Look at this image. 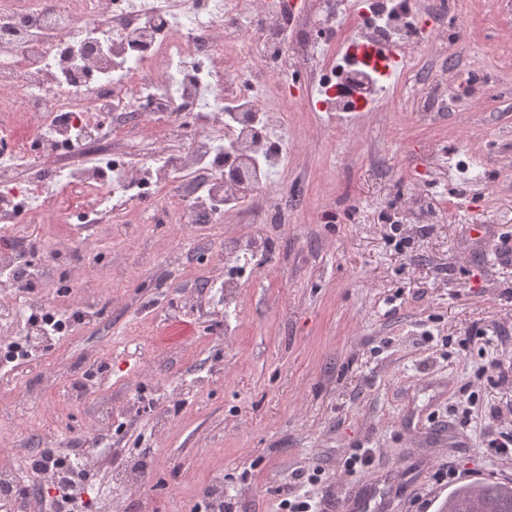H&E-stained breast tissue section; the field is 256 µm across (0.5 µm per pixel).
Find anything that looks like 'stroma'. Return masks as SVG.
<instances>
[{
	"mask_svg": "<svg viewBox=\"0 0 512 512\" xmlns=\"http://www.w3.org/2000/svg\"><path fill=\"white\" fill-rule=\"evenodd\" d=\"M449 4L422 65L369 111L291 105L302 208L258 227L253 204L232 207L187 248L178 224L96 225L98 263L70 259L89 267L75 292L99 317L0 378V469L45 433L82 452L108 406L97 481L125 461L145 476L121 512H206L218 476L223 512H282L290 492L322 512H379L388 496L436 512L444 465L462 484L512 481L488 446L512 430V264L497 253L512 243V0ZM233 238L254 243L239 287L191 312L185 293ZM89 358L102 385L78 400L68 376ZM24 384L39 399L26 422L9 405Z\"/></svg>",
	"mask_w": 512,
	"mask_h": 512,
	"instance_id": "1",
	"label": "stroma"
}]
</instances>
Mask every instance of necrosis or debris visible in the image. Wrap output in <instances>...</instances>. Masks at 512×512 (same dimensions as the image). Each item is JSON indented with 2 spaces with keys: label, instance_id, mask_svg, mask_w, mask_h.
Listing matches in <instances>:
<instances>
[{
  "label": "necrosis or debris",
  "instance_id": "4bbe7bcc",
  "mask_svg": "<svg viewBox=\"0 0 512 512\" xmlns=\"http://www.w3.org/2000/svg\"><path fill=\"white\" fill-rule=\"evenodd\" d=\"M381 19L365 23L351 0H308L314 34L303 48L309 69L303 103L320 112L335 98L343 42L367 37L416 60L408 12L376 0ZM290 0H0V273L13 275L0 321L23 323L33 289L55 294L41 314L73 335L61 311L76 305L65 254L33 223L66 224L86 253L94 224L159 214L196 228L221 222L224 207L264 192L266 212L288 206L283 105L292 88ZM182 148H169L172 139ZM88 441L82 469L69 467L47 437L53 462L39 478L77 484L101 466Z\"/></svg>",
  "mask_w": 512,
  "mask_h": 512
}]
</instances>
